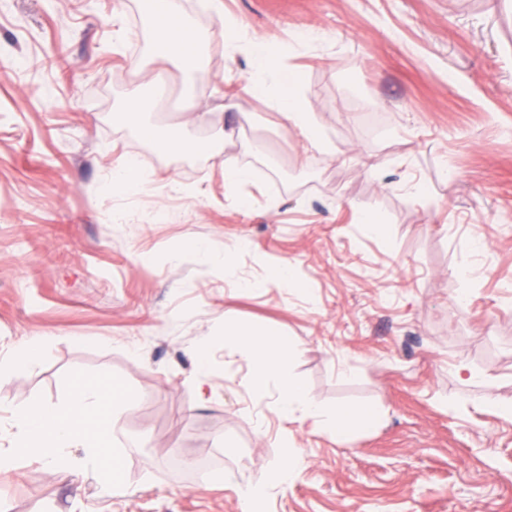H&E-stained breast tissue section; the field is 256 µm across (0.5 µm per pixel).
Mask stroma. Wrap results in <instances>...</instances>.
<instances>
[{
    "mask_svg": "<svg viewBox=\"0 0 512 512\" xmlns=\"http://www.w3.org/2000/svg\"><path fill=\"white\" fill-rule=\"evenodd\" d=\"M223 2L257 38L316 36L289 64L333 155L282 127L219 41L193 82L210 122L188 125L178 73L133 69L138 0H0V359L42 346L37 369L0 374V443L8 404H64L78 375L136 398L107 441L125 494L25 460L0 472V512H241L238 484L288 454L262 512H512V0ZM156 75L148 123L207 141L256 114L223 146L254 172L244 205L219 159L161 152L120 117ZM131 157L153 188L113 193ZM282 263L296 287L267 285ZM228 316L287 333L289 374L325 411L375 419L343 439L283 419L225 352ZM193 252L197 253L200 258L207 262H220L224 263V279L233 288H252L253 283L237 274L236 269L231 264L230 260L224 256L221 258L218 254L213 252L210 247L201 243H192Z\"/></svg>",
    "mask_w": 512,
    "mask_h": 512,
    "instance_id": "35a3bbf8",
    "label": "stroma"
}]
</instances>
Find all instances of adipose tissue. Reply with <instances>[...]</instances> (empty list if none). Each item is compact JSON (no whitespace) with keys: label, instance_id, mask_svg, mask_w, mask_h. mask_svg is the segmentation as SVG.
Listing matches in <instances>:
<instances>
[{"label":"adipose tissue","instance_id":"adipose-tissue-1","mask_svg":"<svg viewBox=\"0 0 512 512\" xmlns=\"http://www.w3.org/2000/svg\"><path fill=\"white\" fill-rule=\"evenodd\" d=\"M210 6L220 22L215 26H200L186 14L181 0H143L154 54L189 79L206 66L207 50L213 42L222 41L228 52L246 47L252 62L248 91L277 112L282 126L297 131L309 149L326 152L301 80L296 76L288 79L283 74L285 50L275 49L270 42L252 37L244 27L224 20L223 0H211ZM122 112L128 123L144 126L146 135L155 136L160 151L198 154L211 150L206 142L181 134L159 136L154 128L145 127L139 90L130 92ZM224 343L248 363L252 395L260 397L269 387H277L283 417L300 416L308 422L311 431L327 426L340 437L358 420L371 418V411H356L343 405L337 406L334 415H326L289 376L292 348L286 338L267 340L228 319L224 322ZM133 405L134 400L125 389L79 376L62 406L45 407L36 403L13 406L11 418L15 433L9 448H0V470H12L25 459L56 472L69 471L76 465L82 471L96 474L105 490L126 491L122 466L110 455L106 440L117 424L116 409L128 410ZM76 448L82 451L77 459L72 456ZM296 466L295 460L288 459L275 466L258 468L238 488L242 512H258L269 491L287 487Z\"/></svg>","mask_w":512,"mask_h":512}]
</instances>
